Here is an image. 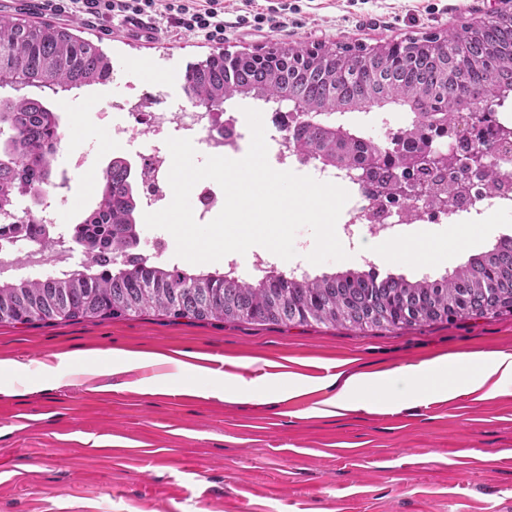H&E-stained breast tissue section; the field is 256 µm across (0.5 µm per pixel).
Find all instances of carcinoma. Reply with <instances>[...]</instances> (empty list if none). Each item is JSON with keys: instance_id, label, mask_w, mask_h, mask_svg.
Here are the masks:
<instances>
[{"instance_id": "cac0c4a2", "label": "carcinoma", "mask_w": 512, "mask_h": 512, "mask_svg": "<svg viewBox=\"0 0 512 512\" xmlns=\"http://www.w3.org/2000/svg\"><path fill=\"white\" fill-rule=\"evenodd\" d=\"M461 42L462 56L436 53L432 43ZM112 64L95 45L70 28L0 15V89L16 95L0 99V201L12 211L17 197H32L51 176L61 140L60 118L28 88L64 94L100 84ZM184 85L197 104L222 105L236 96L266 103L288 102L305 113L287 127L288 144L308 159L348 169L373 170V196L399 198L398 174L406 161L426 152L440 130L457 129L460 114L472 106L465 91H480L486 102L512 94V14L452 28L443 35L407 37L386 46L335 49L297 42L265 53L218 55L186 68ZM396 103L413 114L409 126L390 133L389 144L354 134L341 139L327 118L362 111L372 104ZM466 149L481 179L444 183L439 174L452 167L441 156L414 169L422 197L451 207L475 191L500 189L488 174L497 165L496 142L512 143V124L488 137L468 138ZM98 200L68 235L83 248L89 274L19 279L0 284V323L33 324L139 316L154 312L174 319L247 322L259 325L343 326L359 331L453 324L512 313V237H502L438 279L409 282L382 277L375 270L294 278L264 275L246 281L224 273L193 274L177 264L160 267L139 253L141 233L135 213L131 165L113 158L97 178ZM21 236L45 250L57 238L27 211L4 224L0 239Z\"/></svg>"}]
</instances>
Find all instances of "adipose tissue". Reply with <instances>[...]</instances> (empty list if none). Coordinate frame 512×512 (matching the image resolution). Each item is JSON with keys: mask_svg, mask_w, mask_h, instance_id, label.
<instances>
[{"mask_svg": "<svg viewBox=\"0 0 512 512\" xmlns=\"http://www.w3.org/2000/svg\"><path fill=\"white\" fill-rule=\"evenodd\" d=\"M104 361L108 362V370L113 374L160 363L173 365L174 375L139 382V389L146 394H164L176 387L193 396L264 406L296 399L312 385L310 379L292 373L267 380L242 374L218 376L210 368L156 351L123 347L66 352L59 355L58 367L66 372H82ZM335 380L338 384L336 393L327 399L325 407L311 408V415L374 413L386 405L401 406L425 397L451 401L477 390L482 391L484 398L494 399L512 395V353L474 349L379 372L341 371L336 373Z\"/></svg>", "mask_w": 512, "mask_h": 512, "instance_id": "adipose-tissue-1", "label": "adipose tissue"}]
</instances>
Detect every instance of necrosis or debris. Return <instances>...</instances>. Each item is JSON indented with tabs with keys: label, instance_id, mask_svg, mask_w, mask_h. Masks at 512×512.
<instances>
[{
	"label": "necrosis or debris",
	"instance_id": "4bbe7bcc",
	"mask_svg": "<svg viewBox=\"0 0 512 512\" xmlns=\"http://www.w3.org/2000/svg\"><path fill=\"white\" fill-rule=\"evenodd\" d=\"M143 97L139 94H123L112 99L113 110L134 116V123L112 129L114 139L127 143L137 140L138 125H147L153 133L152 145L137 157L140 162V179L144 187L145 211L156 212L168 206L172 190L168 173L172 158L165 141L168 137L191 139L197 152L213 155L219 152L235 153L249 143L248 126L238 117L220 116L214 112H142L138 106ZM266 142L273 149L277 164L283 168L307 171L321 182H333L343 188L354 185V172L346 168L324 166L315 161L303 160L288 146L281 124L266 125ZM495 175L503 182L501 192L491 196H474L462 204L443 208L430 202L422 204L392 203L378 206L374 202L352 206L348 223L340 225L338 232L346 239H377L392 237L398 228L423 221L432 224L460 222L464 217L480 215L489 210L512 208V168L496 167Z\"/></svg>",
	"mask_w": 512,
	"mask_h": 512
}]
</instances>
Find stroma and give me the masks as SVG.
<instances>
[{"instance_id": "35a3bbf8", "label": "stroma", "mask_w": 512, "mask_h": 512, "mask_svg": "<svg viewBox=\"0 0 512 512\" xmlns=\"http://www.w3.org/2000/svg\"><path fill=\"white\" fill-rule=\"evenodd\" d=\"M281 26L256 30L239 21L243 0H224L222 42L177 33L165 15L152 36L128 32L109 15L51 13L41 0H0V14L71 25L116 67L109 85L85 88L60 111L62 140L55 180H66L79 223L96 201L99 171L114 154L148 148L112 138L124 123L113 95L152 92L165 103L187 96L183 75L220 52H250L298 41L390 44L437 33L497 13L512 0H299ZM411 115L399 106L349 112L353 131L385 141L383 122ZM84 154L82 168L69 165ZM154 348L201 352L209 367L233 371L253 358L255 375L291 372L316 379L352 361L383 370L437 355L484 349L512 351V314L418 329L353 331L343 327L261 326L173 320L154 313L66 323L0 324V358L32 364L46 392L0 394V512H512V396L477 394L415 402L375 413L309 418L330 398L310 388L273 406L231 404L182 394L147 395L135 384L171 374L168 364L98 377L59 375L58 354L83 348ZM120 438L122 448L104 447Z\"/></svg>"}]
</instances>
